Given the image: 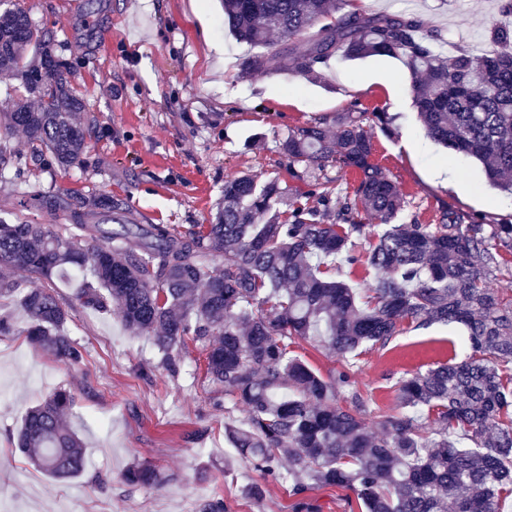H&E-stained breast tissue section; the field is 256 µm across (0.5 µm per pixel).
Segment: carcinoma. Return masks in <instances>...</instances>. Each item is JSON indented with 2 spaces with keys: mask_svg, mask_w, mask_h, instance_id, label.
Listing matches in <instances>:
<instances>
[{
  "mask_svg": "<svg viewBox=\"0 0 512 512\" xmlns=\"http://www.w3.org/2000/svg\"><path fill=\"white\" fill-rule=\"evenodd\" d=\"M350 0H222L224 21L239 43L276 44L241 60L242 73L308 78L334 56L399 60L410 77L412 104L426 134L454 155L484 166L489 182L512 193V27L492 29L495 48L475 55L464 46L437 47L414 15L358 12L330 19ZM318 27L316 34L309 31ZM0 72L18 77L25 94L0 105V133L26 135L44 168L84 165L86 104L67 65L17 0H0ZM365 112L321 121L278 139L288 173L331 163L356 175L353 192L336 193L337 221L324 223L330 194L308 183V206L277 179L249 174L224 181V205L211 223L174 227L124 224L112 198L28 192L20 205L43 210L37 224L0 209V272L22 268L43 279L72 271L91 278L75 289L88 309L120 310L125 326L151 338L174 370L187 342L207 348L206 374L248 411L225 426L232 445L264 477L286 479L289 493L313 488L351 492L362 512H501L512 495V298L489 286L502 249L512 250V224H396L405 201L371 162ZM25 181L22 157L0 145V171ZM289 210L284 216L280 207ZM362 208L378 225L355 220ZM59 225L54 229L53 225ZM373 238L360 253L357 241ZM222 266L212 267L215 259ZM341 258L378 277L359 295L323 277ZM20 294L27 336L69 364L82 349L65 332L68 312L50 288H29L0 276V299ZM410 319L460 325L470 353L399 381L401 410L383 415L378 430L364 419L353 367L326 378L292 354L294 340L318 343L344 358L384 344ZM348 394L350 406L336 403ZM73 394L57 389L30 408L13 443L43 474L81 475L86 460L69 414ZM288 458L281 474L278 455ZM125 482L158 487L162 474L131 466Z\"/></svg>",
  "mask_w": 512,
  "mask_h": 512,
  "instance_id": "obj_1",
  "label": "carcinoma"
}]
</instances>
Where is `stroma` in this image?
Instances as JSON below:
<instances>
[{"instance_id": "obj_1", "label": "stroma", "mask_w": 512, "mask_h": 512, "mask_svg": "<svg viewBox=\"0 0 512 512\" xmlns=\"http://www.w3.org/2000/svg\"><path fill=\"white\" fill-rule=\"evenodd\" d=\"M69 0H22L33 25L52 32L56 53L71 68L84 98L81 118L95 121L84 167L32 168L26 187L47 195L77 192L123 202L128 224L208 223L222 205L225 180L249 173L290 178L277 140L351 106L385 108L391 132L370 127L373 163L399 186L400 222L439 223L448 211L481 224H512V195L489 186L479 164L427 138L412 106L400 62L372 56L332 58L316 80L292 74L244 76L247 45L224 27L220 0H96L70 10ZM499 0H362L370 14H413L425 31L475 53L490 49L488 30ZM446 177L434 178L437 168ZM81 273L53 278L68 311L66 330L84 353L68 365L33 346L17 299H0V316L15 332L0 336V502L12 512H200L220 500L224 512H359L335 488L290 495L285 481L262 479L224 435L245 407L206 376L205 347L188 344L170 371L147 337L127 330L119 310L101 315L72 297ZM458 326L403 322L386 344L363 350L355 381L368 425L399 409L398 382L454 354ZM75 403L73 426L86 470L58 482L37 471L10 441L26 411L58 387ZM145 463L166 472L161 488L127 485L125 470ZM263 482L261 502L245 489Z\"/></svg>"}]
</instances>
